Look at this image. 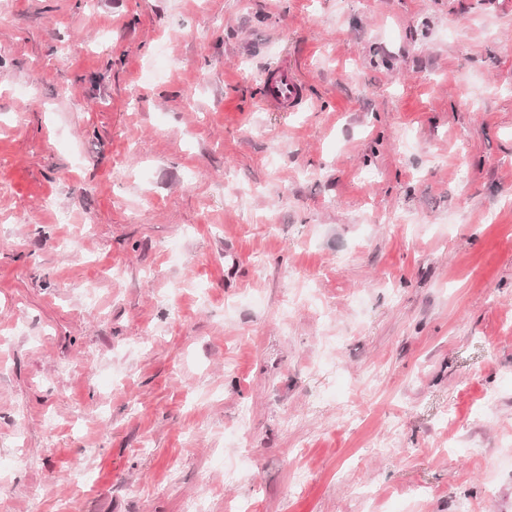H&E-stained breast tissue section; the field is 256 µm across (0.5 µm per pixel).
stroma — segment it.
<instances>
[{"label":"stroma","mask_w":512,"mask_h":512,"mask_svg":"<svg viewBox=\"0 0 512 512\" xmlns=\"http://www.w3.org/2000/svg\"><path fill=\"white\" fill-rule=\"evenodd\" d=\"M0 10V512H512V0ZM260 106L274 112H291L302 101L303 85L295 70L281 61L261 80Z\"/></svg>","instance_id":"obj_1"}]
</instances>
